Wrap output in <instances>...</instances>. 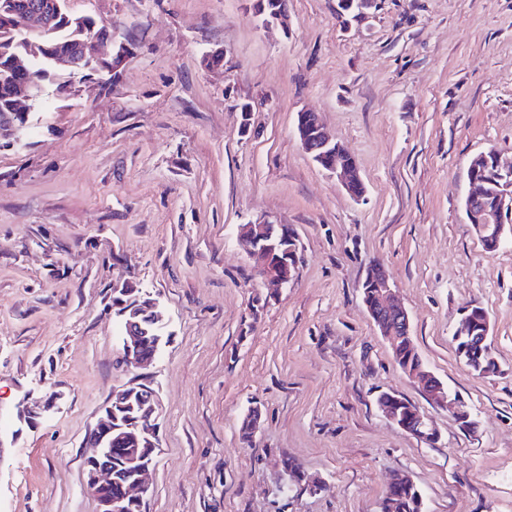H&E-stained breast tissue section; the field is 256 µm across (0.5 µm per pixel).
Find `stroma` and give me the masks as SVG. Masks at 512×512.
Masks as SVG:
<instances>
[{"instance_id": "35a3bbf8", "label": "stroma", "mask_w": 512, "mask_h": 512, "mask_svg": "<svg viewBox=\"0 0 512 512\" xmlns=\"http://www.w3.org/2000/svg\"><path fill=\"white\" fill-rule=\"evenodd\" d=\"M67 8L137 48L0 146V512H97L84 437L136 378L118 362L124 280L158 299L169 335L148 379L143 512H380L396 474L423 512H512V233L486 251L463 209L472 158L512 150V0H374L357 17L288 0L284 29L263 28L252 0ZM302 111L354 159L362 198L303 151ZM243 224L291 231L290 283L253 269ZM374 266L474 430L396 365L363 302ZM469 304L490 318V374L455 352ZM384 393L439 441L384 418ZM285 457L326 490L290 482ZM385 400L393 399L395 402V409L398 411L399 414V423L402 427H406L412 430L416 431V420L418 419L417 414V408L414 404H412L410 401L406 400L405 398L399 396L396 397L392 394H385L382 397H380L379 401L385 398Z\"/></svg>"}]
</instances>
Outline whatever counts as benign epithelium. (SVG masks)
I'll return each instance as SVG.
<instances>
[{"instance_id": "benign-epithelium-1", "label": "benign epithelium", "mask_w": 512, "mask_h": 512, "mask_svg": "<svg viewBox=\"0 0 512 512\" xmlns=\"http://www.w3.org/2000/svg\"><path fill=\"white\" fill-rule=\"evenodd\" d=\"M49 16V4L43 2L30 8L22 18V26L28 32H35ZM297 135L302 149L325 170L339 176L348 193L359 198L364 186L359 172L348 166L331 162L334 157L345 154L344 149L326 135L319 120L308 124H297ZM483 167L472 168L470 182L473 190L469 195L468 223L476 225L481 241L501 245L504 239L505 225L512 222V155L492 148L479 156ZM265 225L248 224L239 227L238 241L251 260H256L254 245L264 233ZM257 272L268 283L285 285L295 274V266L286 261H259ZM364 304L380 333L399 340L409 336L410 322L405 307L399 302L388 276L374 282L373 291L364 293ZM157 302L145 306L150 315L155 335L133 319L127 322V334L122 348V365L132 370H146L157 362V352H143L145 345L155 349L164 341L163 326L156 312ZM471 307H466L458 328L454 333L455 341H464L482 348L492 355L494 344L488 337L489 327H484L480 335H474ZM421 388L427 399L433 404L448 409L459 421L471 420V412L463 406V401L442 383L430 386L425 381L432 374L425 371L407 373ZM145 390L142 383H134L114 392L111 402L104 407L103 415L86 436L85 447L90 452L84 459L87 486L98 503V512H120L121 505L142 503L143 495L148 492L147 478L150 464L145 462L144 451L138 447L126 449L132 463L136 464V477L121 488L119 498H112V403H121L133 397L137 391ZM139 418L135 432L145 439V446L156 448L155 394L152 391L140 396Z\"/></svg>"}]
</instances>
